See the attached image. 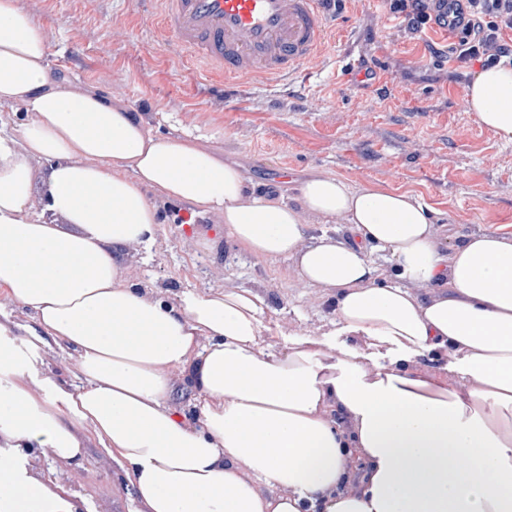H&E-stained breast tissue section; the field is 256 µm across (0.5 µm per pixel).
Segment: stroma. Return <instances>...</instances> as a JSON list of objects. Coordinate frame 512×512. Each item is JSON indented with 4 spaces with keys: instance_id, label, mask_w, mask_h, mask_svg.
<instances>
[{
    "instance_id": "obj_1",
    "label": "stroma",
    "mask_w": 512,
    "mask_h": 512,
    "mask_svg": "<svg viewBox=\"0 0 512 512\" xmlns=\"http://www.w3.org/2000/svg\"><path fill=\"white\" fill-rule=\"evenodd\" d=\"M42 25L52 73L122 99L153 132L200 136L239 162L256 192L295 202L300 181L325 172L350 184L409 191L433 210L443 250L468 236H512V142L467 112V79L454 78L435 47L452 35L405 32L387 0H346L318 58L292 80L241 83L226 95L216 78L154 40L135 0H19ZM357 62L364 79H347ZM160 232L150 260L134 257L130 282L175 302L186 288H243L261 295L276 336L320 338L337 327L320 289L305 286L292 260L257 259L224 235L217 214L155 199ZM37 477L65 491L75 512H144L122 464L89 440L68 463L48 448L26 449Z\"/></svg>"
}]
</instances>
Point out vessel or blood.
<instances>
[{"label":"vessel or blood","mask_w":512,"mask_h":512,"mask_svg":"<svg viewBox=\"0 0 512 512\" xmlns=\"http://www.w3.org/2000/svg\"><path fill=\"white\" fill-rule=\"evenodd\" d=\"M166 44L224 83L287 79L322 49L327 0H140Z\"/></svg>","instance_id":"1"}]
</instances>
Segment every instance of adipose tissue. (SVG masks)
<instances>
[{
	"label": "adipose tissue",
	"mask_w": 512,
	"mask_h": 512,
	"mask_svg": "<svg viewBox=\"0 0 512 512\" xmlns=\"http://www.w3.org/2000/svg\"><path fill=\"white\" fill-rule=\"evenodd\" d=\"M465 103L512 142V65L476 71ZM17 107L27 122L0 132V289L77 353L79 382L43 375L36 343L0 325L1 448L77 462L91 432L146 512H512V238L444 253L419 196L326 173L301 181L294 204L254 192L197 138L155 134L121 100L54 79L41 25L0 0V112ZM150 190L221 216L252 257L293 260L366 348L326 336L265 354L261 296L187 289L168 303L137 290L127 257L156 246ZM309 215L349 225L353 242L307 241ZM375 249L390 251L394 278L379 279ZM373 350L389 365L368 368ZM444 350L467 394L414 370ZM175 371L196 417L168 404ZM0 512L72 505L15 463L0 468Z\"/></svg>",
	"instance_id": "1"
}]
</instances>
